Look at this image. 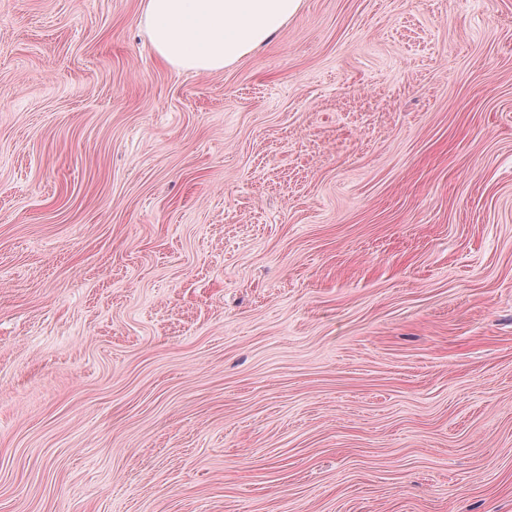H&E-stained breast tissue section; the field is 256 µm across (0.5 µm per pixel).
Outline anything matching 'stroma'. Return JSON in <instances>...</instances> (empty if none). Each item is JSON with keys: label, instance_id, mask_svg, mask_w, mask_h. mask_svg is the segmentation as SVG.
Masks as SVG:
<instances>
[{"label": "stroma", "instance_id": "stroma-1", "mask_svg": "<svg viewBox=\"0 0 512 512\" xmlns=\"http://www.w3.org/2000/svg\"><path fill=\"white\" fill-rule=\"evenodd\" d=\"M140 22L0 0V512H512V0ZM302 0H141L157 57L183 71L224 70L267 42Z\"/></svg>", "mask_w": 512, "mask_h": 512}]
</instances>
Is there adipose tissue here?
Wrapping results in <instances>:
<instances>
[{
    "label": "adipose tissue",
    "mask_w": 512,
    "mask_h": 512,
    "mask_svg": "<svg viewBox=\"0 0 512 512\" xmlns=\"http://www.w3.org/2000/svg\"><path fill=\"white\" fill-rule=\"evenodd\" d=\"M300 5L301 0H141V17L162 62L210 73L267 42Z\"/></svg>",
    "instance_id": "ef3b65f1"
}]
</instances>
